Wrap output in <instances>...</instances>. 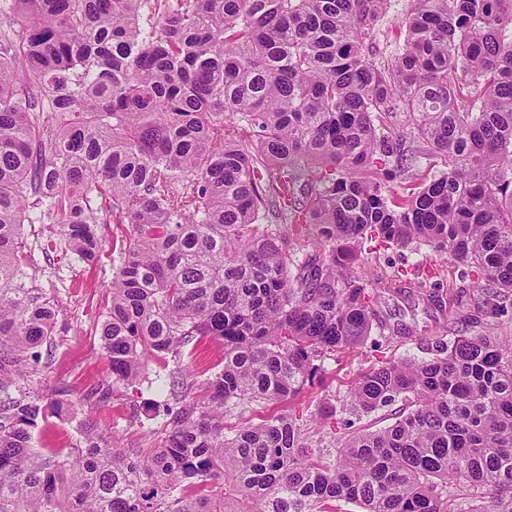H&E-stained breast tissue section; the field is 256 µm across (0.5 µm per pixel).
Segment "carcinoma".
<instances>
[{"label": "carcinoma", "instance_id": "1", "mask_svg": "<svg viewBox=\"0 0 512 512\" xmlns=\"http://www.w3.org/2000/svg\"><path fill=\"white\" fill-rule=\"evenodd\" d=\"M389 2L0 0V512H512V336L462 327L429 360L360 374L357 415L410 409L334 460L292 408L227 424L302 400L321 355L388 328L354 266L369 242L475 268L484 319L512 317V0H411L382 64ZM394 107L448 159L401 197L360 176L413 166L374 125ZM114 215L131 235L99 324L112 383L171 361L178 407L155 448L119 447L72 406L75 446L35 448L45 406L21 378L57 311L25 283L23 224L94 263ZM305 235L319 249L299 260ZM383 290L443 311L416 268ZM206 340L224 361L188 399L182 352ZM411 0H391L387 13L381 19L377 28L375 48L377 58L390 60L402 52L405 31L400 28V22L410 8Z\"/></svg>", "mask_w": 512, "mask_h": 512}]
</instances>
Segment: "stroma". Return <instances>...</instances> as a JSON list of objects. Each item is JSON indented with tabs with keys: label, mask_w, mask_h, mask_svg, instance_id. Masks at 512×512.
Masks as SVG:
<instances>
[{
	"label": "stroma",
	"mask_w": 512,
	"mask_h": 512,
	"mask_svg": "<svg viewBox=\"0 0 512 512\" xmlns=\"http://www.w3.org/2000/svg\"><path fill=\"white\" fill-rule=\"evenodd\" d=\"M410 8V0H391L388 10L377 28L375 48L383 60L393 59L404 46L405 31L400 22ZM418 164L403 175H391L385 169H371V179L384 184L391 193L405 195L419 184L440 176L448 166L443 157L419 153ZM102 251L99 262L86 264L76 255H48L43 250L42 227L28 224L24 227L27 254V281L41 288L44 297L58 311L56 334L51 345L43 347V358L37 368L28 370L23 384L39 394L44 402L57 399L79 403L83 413L91 416L104 432L118 437L125 448H150L154 445L153 431L162 428L167 420L165 396L152 381L160 366L149 362L139 390H119L104 401L90 400L91 391L110 384L112 374L101 349L96 331L98 318L111 303L110 284L112 262L129 235L125 224L101 225ZM422 265L432 272L435 280L448 287L444 297V323H436L433 312L422 301L404 296L382 298L379 310L389 324L407 325L409 336L388 337L372 332L367 342L354 350L331 352L321 358L324 385L312 390L311 399L301 401L299 408L309 417L308 435L315 445L328 455H336L335 427L321 423L316 416L319 401L335 405L337 419H353L355 428L370 431L393 424L403 404L395 402L368 416L353 418L347 405L348 392L354 379L362 372L389 360L430 358L436 341L448 340L453 332L449 325L464 315H480L474 299L457 302L455 293L463 288L474 292L477 276L469 267L452 262L425 244L414 243L405 248L378 247L362 252L357 269L368 281L398 266ZM79 438L76 422L66 415L46 413L33 431V445L37 448H68Z\"/></svg>",
	"instance_id": "1"
}]
</instances>
